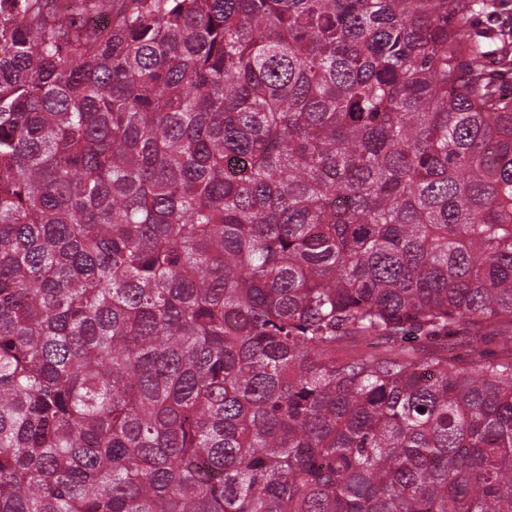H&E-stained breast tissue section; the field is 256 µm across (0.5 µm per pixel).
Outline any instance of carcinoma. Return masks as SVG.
Wrapping results in <instances>:
<instances>
[{
  "label": "carcinoma",
  "instance_id": "1",
  "mask_svg": "<svg viewBox=\"0 0 512 512\" xmlns=\"http://www.w3.org/2000/svg\"><path fill=\"white\" fill-rule=\"evenodd\" d=\"M66 2L0 0V512H512L485 0Z\"/></svg>",
  "mask_w": 512,
  "mask_h": 512
}]
</instances>
